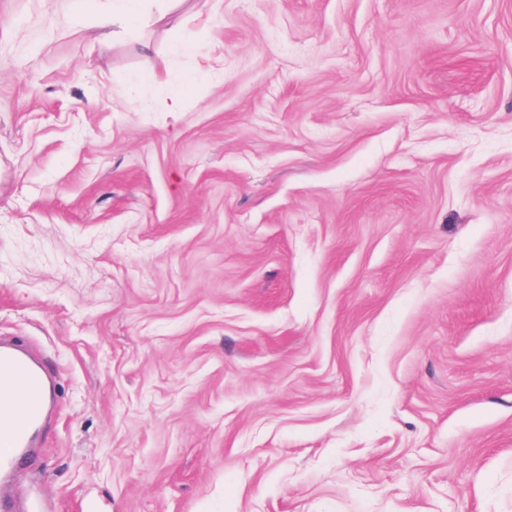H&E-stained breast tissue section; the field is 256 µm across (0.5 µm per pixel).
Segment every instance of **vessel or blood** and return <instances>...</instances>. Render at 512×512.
<instances>
[{
  "label": "vessel or blood",
  "instance_id": "1",
  "mask_svg": "<svg viewBox=\"0 0 512 512\" xmlns=\"http://www.w3.org/2000/svg\"><path fill=\"white\" fill-rule=\"evenodd\" d=\"M49 389V376L41 366L19 348L0 345V478L12 476L38 445L48 413ZM18 390L29 399L20 416L10 409V398Z\"/></svg>",
  "mask_w": 512,
  "mask_h": 512
}]
</instances>
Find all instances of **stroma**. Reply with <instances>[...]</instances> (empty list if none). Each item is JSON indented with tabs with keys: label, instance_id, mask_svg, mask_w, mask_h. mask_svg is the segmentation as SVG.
Returning a JSON list of instances; mask_svg holds the SVG:
<instances>
[{
	"label": "stroma",
	"instance_id": "obj_1",
	"mask_svg": "<svg viewBox=\"0 0 512 512\" xmlns=\"http://www.w3.org/2000/svg\"><path fill=\"white\" fill-rule=\"evenodd\" d=\"M73 2L0 0V336L56 381L0 493L512 512V0ZM105 1V2H101ZM146 0H79L75 17L78 18L82 9L95 5L93 11L94 24L107 36L112 32V38L131 31L145 18Z\"/></svg>",
	"mask_w": 512,
	"mask_h": 512
}]
</instances>
